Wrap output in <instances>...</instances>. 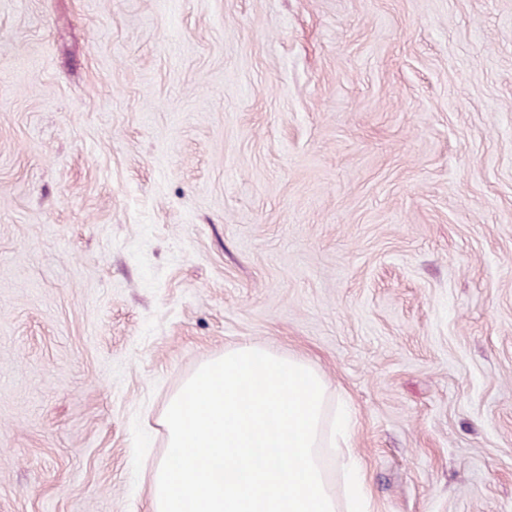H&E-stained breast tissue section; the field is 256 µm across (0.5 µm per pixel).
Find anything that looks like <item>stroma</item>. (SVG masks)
<instances>
[{"label":"stroma","instance_id":"1","mask_svg":"<svg viewBox=\"0 0 512 512\" xmlns=\"http://www.w3.org/2000/svg\"><path fill=\"white\" fill-rule=\"evenodd\" d=\"M246 343L374 512H512V0H0V512H148Z\"/></svg>","mask_w":512,"mask_h":512}]
</instances>
